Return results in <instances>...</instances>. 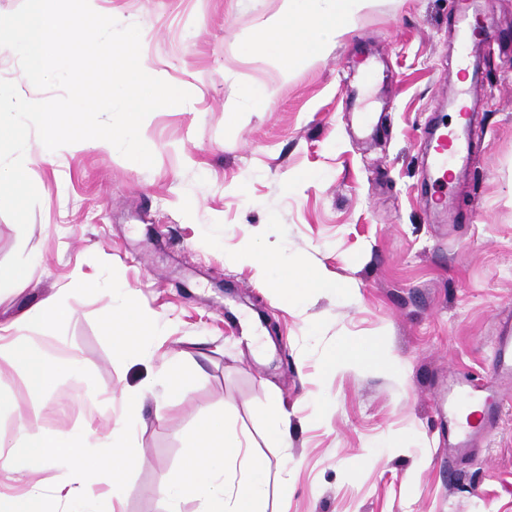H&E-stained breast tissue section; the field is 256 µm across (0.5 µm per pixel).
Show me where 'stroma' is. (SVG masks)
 <instances>
[{"mask_svg":"<svg viewBox=\"0 0 512 512\" xmlns=\"http://www.w3.org/2000/svg\"><path fill=\"white\" fill-rule=\"evenodd\" d=\"M470 84L473 152L447 207L435 206L426 131L450 119L448 73L462 45L449 0H373L322 55L248 50L283 0H98L141 28V52L189 102L151 113L152 167L116 148L66 146L44 159L27 231L0 215V325L54 298L71 311L29 325L38 350L67 360L47 405L32 401L0 339V443L34 432H107L144 392L128 443L122 512H168L200 412L230 416L287 497L267 512H512V400L489 436L448 452L452 375L486 379L500 318L512 312V0ZM271 93L270 108L251 93ZM304 261L327 280L284 299L245 243ZM131 290L156 324L112 355L100 315ZM345 339L374 341L384 365L330 375ZM189 374L157 410L145 389L164 360ZM288 419V445L266 418Z\"/></svg>","mask_w":512,"mask_h":512,"instance_id":"stroma-1","label":"stroma"}]
</instances>
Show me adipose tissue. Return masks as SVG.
I'll use <instances>...</instances> for the list:
<instances>
[{
  "label": "adipose tissue",
  "mask_w": 512,
  "mask_h": 512,
  "mask_svg": "<svg viewBox=\"0 0 512 512\" xmlns=\"http://www.w3.org/2000/svg\"><path fill=\"white\" fill-rule=\"evenodd\" d=\"M369 0H286V18L278 25L262 29L254 42L255 49L276 52L283 65H290L295 50L316 56L328 40L344 32ZM256 262L272 273L274 282L291 292L319 284L320 279L306 265H291L272 251L257 254ZM69 311L54 300H45L39 308L25 311L10 328L16 333L12 358L25 374L28 389L36 400H44L55 376L58 361L50 355L32 350L23 331L28 322H40L43 328L65 320ZM104 324L114 326L112 351L120 357L137 350L144 337L151 335L153 323L140 309L133 294H124L119 304L102 312ZM130 425L114 429L105 455L90 454L88 445L96 439L90 431L77 436L70 433L31 434L21 431L15 451L0 449V467L15 466L16 455H23L27 466L20 476L25 493L9 501L0 500V512H52L41 493L39 474L57 463H65L70 478L56 490L57 501L78 506L79 512H98L102 498H109L108 512H121L119 483L136 463L127 453ZM238 434L224 421L202 414L189 448L185 450L182 473L165 492L171 500L170 512H181L180 502L188 497L200 498L202 512H265L269 469L263 458L242 453ZM108 485L107 494H99L95 482Z\"/></svg>",
  "instance_id": "ef3b65f1"
}]
</instances>
